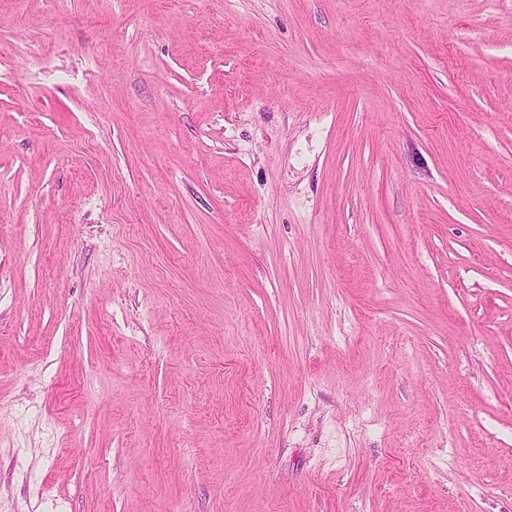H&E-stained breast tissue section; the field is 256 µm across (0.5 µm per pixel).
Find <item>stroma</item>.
I'll return each mask as SVG.
<instances>
[{"label": "stroma", "instance_id": "1", "mask_svg": "<svg viewBox=\"0 0 512 512\" xmlns=\"http://www.w3.org/2000/svg\"><path fill=\"white\" fill-rule=\"evenodd\" d=\"M0 512H512V0H0Z\"/></svg>", "mask_w": 512, "mask_h": 512}]
</instances>
